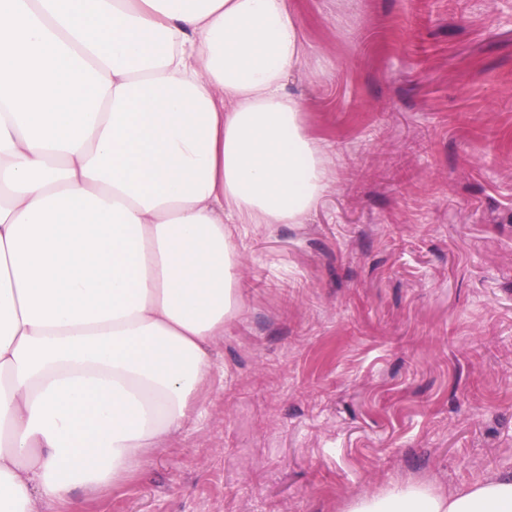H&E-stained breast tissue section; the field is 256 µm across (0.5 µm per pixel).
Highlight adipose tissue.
<instances>
[{
    "instance_id": "ef3b65f1",
    "label": "adipose tissue",
    "mask_w": 512,
    "mask_h": 512,
    "mask_svg": "<svg viewBox=\"0 0 512 512\" xmlns=\"http://www.w3.org/2000/svg\"><path fill=\"white\" fill-rule=\"evenodd\" d=\"M288 0H0V512L146 476L239 315L227 224H302L327 152ZM345 512H512V470Z\"/></svg>"
}]
</instances>
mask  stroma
I'll return each mask as SVG.
<instances>
[{"mask_svg":"<svg viewBox=\"0 0 512 512\" xmlns=\"http://www.w3.org/2000/svg\"><path fill=\"white\" fill-rule=\"evenodd\" d=\"M331 187L237 235L197 415L86 512H344L512 470V0H290Z\"/></svg>","mask_w":512,"mask_h":512,"instance_id":"stroma-1","label":"stroma"}]
</instances>
